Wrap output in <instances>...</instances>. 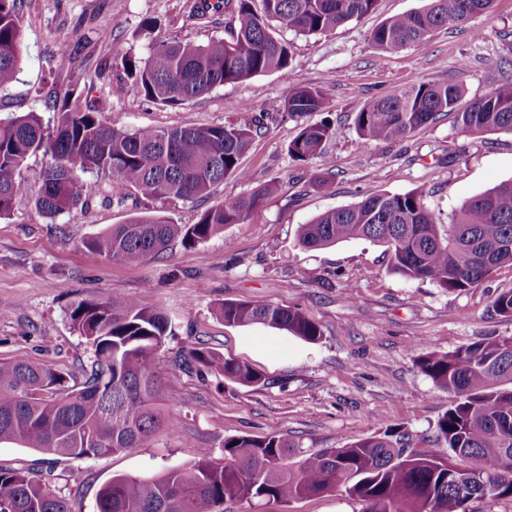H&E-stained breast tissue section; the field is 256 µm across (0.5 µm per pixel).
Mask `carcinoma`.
<instances>
[{
  "label": "carcinoma",
  "instance_id": "1",
  "mask_svg": "<svg viewBox=\"0 0 512 512\" xmlns=\"http://www.w3.org/2000/svg\"><path fill=\"white\" fill-rule=\"evenodd\" d=\"M198 0L193 16L228 17L232 39L207 44L162 41L146 58L128 57L129 88L138 97L172 106L200 98L225 84L246 81L292 64L288 43L274 36L279 27L298 35L327 34L372 13L377 0ZM492 0H428L420 10L390 17L369 33L376 48L388 51L421 44L435 29L486 14ZM20 0H0V87L13 81L21 57ZM84 104L72 93L54 97L53 127L28 112L0 120V217L26 196L21 170L31 154L47 158L42 186L32 200L37 211L55 218L97 195L90 176H104L148 200H190L210 193L239 166L252 138L264 129L257 107L248 105L235 121L212 126L115 129L106 124L91 94ZM460 88L419 81L365 106L355 129L366 145L396 143L433 123L443 112L457 113L470 135L512 132V85L460 110ZM327 100L317 87L290 90L283 109L291 117L319 112ZM334 133L328 123L300 127L288 144L297 162L322 152ZM278 189L269 184L248 195L229 197L207 209L195 224H173L151 212L114 224L84 245L109 260L144 259L181 240L195 246L241 223ZM383 244L392 272L429 281L447 291H465L499 266L512 265V181L464 201L443 223L422 193L382 194L327 211L297 230L306 249L348 239ZM494 312L512 318V289L499 293ZM219 314L229 325L262 324L308 342L319 326L302 311L257 301L226 302ZM72 327L94 348L84 381L71 387L47 365L24 358L0 363V443L86 460L128 452L174 421L157 406L161 385L154 359L173 335L171 320L133 298L107 295L71 304ZM235 383H265L245 363L205 348L180 355ZM417 367L454 395L433 430L436 448H415L405 430L358 439L342 448L304 454L275 436L224 440L223 456L200 448L185 469L137 479L113 478L97 495V512H224L228 501L287 502L342 492L364 504L363 512H476L474 503L512 500V347L503 340L474 342L453 353L424 346ZM0 512H71L66 498L40 480L0 469Z\"/></svg>",
  "mask_w": 512,
  "mask_h": 512
}]
</instances>
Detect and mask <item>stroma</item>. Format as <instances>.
Masks as SVG:
<instances>
[{"mask_svg": "<svg viewBox=\"0 0 512 512\" xmlns=\"http://www.w3.org/2000/svg\"><path fill=\"white\" fill-rule=\"evenodd\" d=\"M193 4L22 0L20 68L0 88V119L36 112L51 123L47 103L55 92L79 93L92 83L103 117L118 129L224 124L249 102L267 126L239 168L207 196L153 202L132 196L120 204L102 178L88 206L51 219L24 202L0 218V362L26 358L60 371L68 384L81 382L93 348L68 316L80 298L121 294L162 309L175 326L155 363L177 433L85 461L0 444V469L49 476L71 512H96L97 493L112 478L162 476L192 465L201 448L222 456L231 437L275 434L308 453L388 429L426 438L453 397L418 369L419 342L451 353L483 338H512V319L492 310L494 297L512 289L511 266L451 293L393 273L384 247L368 239L316 250L296 243L298 225L374 194L421 191L425 205L444 218L474 195L512 181V132L467 135L449 112L402 142L366 146L354 126L365 105L415 81L459 85L463 108L512 83V0H494L489 15L437 28L423 44L393 52L370 43L371 29L425 0H378L372 15L324 35L278 30L294 58L288 72L227 84L177 106L134 96L126 86L128 56L147 57L162 40L229 38L223 21L192 18ZM65 38L78 51L71 63L57 54ZM105 58L110 67L102 74ZM304 86L323 89L326 111L288 117L285 97ZM320 122L333 125L335 137L321 155L294 161L289 142L301 126ZM325 172L333 181L329 190L316 181ZM274 182L278 192L243 223L192 247L176 241L156 258L111 261L83 245L148 209L193 224L225 197ZM250 300L302 310L319 325L320 340L259 324L231 326L217 314L223 303ZM199 344L250 365L268 385L244 386L213 370L175 364L182 350ZM225 510L362 512L363 505L337 491L287 503L229 502Z\"/></svg>", "mask_w": 512, "mask_h": 512, "instance_id": "35a3bbf8", "label": "stroma"}]
</instances>
